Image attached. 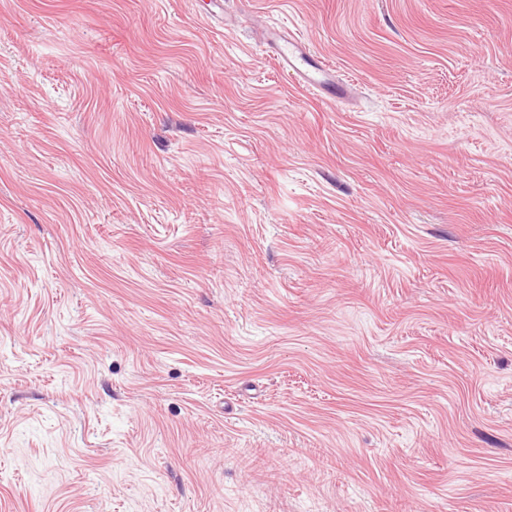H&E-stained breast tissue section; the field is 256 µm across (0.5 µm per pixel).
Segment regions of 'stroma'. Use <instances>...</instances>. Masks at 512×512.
I'll list each match as a JSON object with an SVG mask.
<instances>
[{"label":"stroma","instance_id":"stroma-1","mask_svg":"<svg viewBox=\"0 0 512 512\" xmlns=\"http://www.w3.org/2000/svg\"><path fill=\"white\" fill-rule=\"evenodd\" d=\"M0 512H512V0H0ZM264 38L278 65L292 73L301 85L338 101L350 95L349 85L336 77L333 66L316 60L302 39L275 28L267 30Z\"/></svg>","mask_w":512,"mask_h":512}]
</instances>
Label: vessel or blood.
<instances>
[{"instance_id":"obj_1","label":"vessel or blood","mask_w":512,"mask_h":512,"mask_svg":"<svg viewBox=\"0 0 512 512\" xmlns=\"http://www.w3.org/2000/svg\"><path fill=\"white\" fill-rule=\"evenodd\" d=\"M265 41L272 48L278 65L292 73L301 85L338 101L350 95L349 85L337 78L333 66L315 59L302 39L272 28L266 31Z\"/></svg>"}]
</instances>
